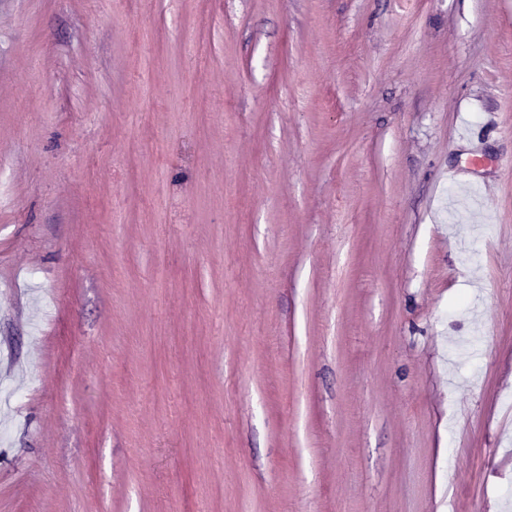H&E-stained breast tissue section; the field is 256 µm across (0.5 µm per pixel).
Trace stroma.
Listing matches in <instances>:
<instances>
[{"label": "stroma", "mask_w": 512, "mask_h": 512, "mask_svg": "<svg viewBox=\"0 0 512 512\" xmlns=\"http://www.w3.org/2000/svg\"><path fill=\"white\" fill-rule=\"evenodd\" d=\"M512 0H0V512H512Z\"/></svg>", "instance_id": "obj_1"}]
</instances>
